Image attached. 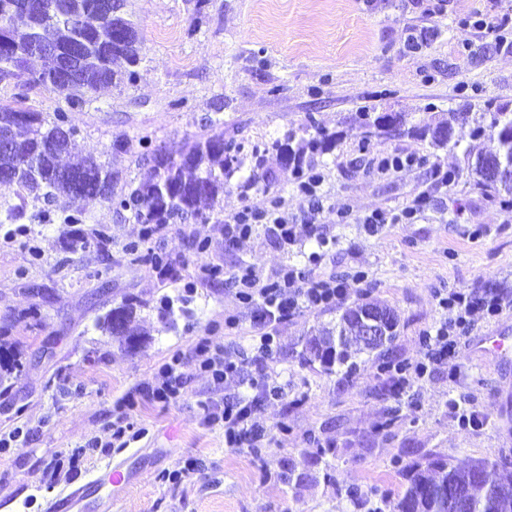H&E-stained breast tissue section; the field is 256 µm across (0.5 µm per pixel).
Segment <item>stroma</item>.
Segmentation results:
<instances>
[{
    "label": "stroma",
    "mask_w": 512,
    "mask_h": 512,
    "mask_svg": "<svg viewBox=\"0 0 512 512\" xmlns=\"http://www.w3.org/2000/svg\"><path fill=\"white\" fill-rule=\"evenodd\" d=\"M123 11L140 39L134 81L71 103L22 73L0 80V103L33 108L50 122L64 112L78 131L74 157L94 155L118 172L122 192L146 173L147 155L206 137L213 123L250 148L316 121L336 134L334 148L305 162L323 177L324 209L314 222L329 243L284 246L258 233L225 246L222 225L244 206L281 197L290 215L307 211L291 171L272 155L267 189L231 190L210 207V220L168 226L145 242L129 212L104 204L91 206L82 240L70 242L62 203L0 184V212L23 211L19 221L0 223V345L22 363L0 387V434L30 429L23 443L0 452V512H48L110 462L127 476L114 512H366L397 501L401 469L426 455L512 459V364L480 361L468 343L452 365L399 391L372 354L361 355L350 375L303 361L307 340L335 324L339 307L298 313L280 327L277 353L264 367L278 392L251 391L267 430L255 449L225 447L223 428L206 424L203 402L223 401L225 392L191 354L203 337L232 355L252 347L259 331L230 282L243 261L265 276L308 263L314 276L346 280L345 305L391 307L395 364L423 358L422 332L440 320L439 300L449 292L512 293V209L474 186L461 149L435 150L410 136L365 146L351 122L365 107L413 122L466 102L512 108V50L474 26L480 13L512 18V0H450L435 16L411 0H124ZM412 35L425 37L421 49H407ZM119 135L126 148L116 153ZM379 153L425 163L383 175L373 167ZM442 171L449 183L440 182ZM420 194L426 203L414 219L376 231L363 224L376 212L399 213ZM100 230L109 237L104 248ZM204 238L207 257L194 247ZM133 241L138 251H129ZM315 251L321 257L309 263ZM152 254L173 262L174 278L152 270ZM209 258L223 269L211 283L200 271ZM131 297L141 303L147 339L128 349L95 323ZM177 352L189 378L184 396L138 407L133 418L147 433L129 448L88 447L91 438H109L117 403ZM457 393L479 415L473 431H461L448 412ZM190 459L197 467L182 485L158 481ZM351 484L380 492L358 506L347 495Z\"/></svg>",
    "instance_id": "1"
}]
</instances>
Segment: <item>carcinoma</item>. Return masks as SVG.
Listing matches in <instances>:
<instances>
[{
    "mask_svg": "<svg viewBox=\"0 0 512 512\" xmlns=\"http://www.w3.org/2000/svg\"><path fill=\"white\" fill-rule=\"evenodd\" d=\"M105 0H0V13L10 24L0 30V77L28 70L34 58L44 60V66L31 73V80L66 94L74 101L101 86L124 79L133 81L136 71H118L114 64L123 60L130 66L140 61V46L135 25L123 15H102ZM51 44L54 56L29 53L36 39ZM81 42L84 51L74 69L62 84H56L57 60L69 55L73 44ZM389 117L383 136L406 132L428 141L434 149L458 147L453 138L455 127L469 126L470 143L463 150V159L474 185L491 191L512 203V112L490 106L474 110L470 103L448 115H432L415 125L407 126L401 112H381L371 115L362 111L359 117L367 123L381 126ZM64 113L57 114L49 125L42 113L0 105V134L13 140L11 150L0 149V174L10 176L16 184L36 198L46 200L65 197L72 206L63 223L82 224L86 208L94 203H108L131 212L138 224H175L194 217L207 220L202 203L214 204L233 186V178L244 166V145L225 139L224 131L214 132L202 140L187 142L175 152L156 151L149 172L126 193L117 195L113 184L118 174L88 155L79 163L64 165L63 155L74 145L75 130L65 127ZM336 143V136L319 129L307 140L289 129L271 139L264 149L251 152V167L243 186L259 187L265 180L264 154L276 155L281 166L293 172L303 170L306 151L327 150ZM366 304L344 309L336 327L312 337L305 349L307 361H320L330 370L344 366L347 372L357 370L360 355L376 353L382 359L396 337L391 332L387 343L371 346L358 338V315ZM136 304L127 299L97 322L103 333L115 337L121 344L134 348L142 333L135 327ZM18 363L9 350L0 349V382L11 377ZM485 475L471 473L473 464L464 467L441 457H428L403 467L406 481L403 495L392 505L393 512H512V462H480ZM464 488L462 499L452 496L455 488Z\"/></svg>",
    "mask_w": 512,
    "mask_h": 512,
    "instance_id": "obj_1",
    "label": "carcinoma"
}]
</instances>
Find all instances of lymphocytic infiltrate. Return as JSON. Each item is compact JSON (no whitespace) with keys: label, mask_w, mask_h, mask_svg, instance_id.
<instances>
[{"label":"lymphocytic infiltrate","mask_w":512,"mask_h":512,"mask_svg":"<svg viewBox=\"0 0 512 512\" xmlns=\"http://www.w3.org/2000/svg\"><path fill=\"white\" fill-rule=\"evenodd\" d=\"M298 223V217L288 216L281 202L250 206L225 221L224 241L234 245L261 232L278 243L291 245L298 240ZM233 280L239 300L251 308L254 321L263 330L256 355L231 359L225 355L223 345L207 338L195 343L194 352L199 371L229 391L223 404L206 406V423L223 425L225 447L255 448L266 430L256 416L253 398L242 391L247 366L262 365L272 357L280 325L297 313L335 305L346 290L342 281L315 278L307 266L299 264L284 265L274 276L265 278L255 266L244 262ZM440 305L446 310V317L426 330L427 350L413 375L396 371L393 380L397 388L409 385L411 378H424L436 365L451 362L459 344L473 329L476 315H500L512 307V295L493 288L455 291L442 298ZM187 383L182 356L177 353L159 368L153 382L140 387L138 396L168 404L182 397Z\"/></svg>","instance_id":"obj_1"}]
</instances>
